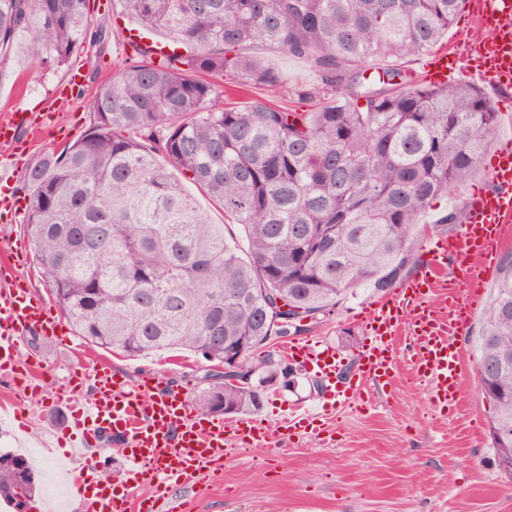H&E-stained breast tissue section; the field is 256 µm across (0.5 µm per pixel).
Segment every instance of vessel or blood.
Wrapping results in <instances>:
<instances>
[{"mask_svg": "<svg viewBox=\"0 0 512 512\" xmlns=\"http://www.w3.org/2000/svg\"><path fill=\"white\" fill-rule=\"evenodd\" d=\"M473 17L489 26L483 38L469 35L456 49L429 54L434 82L470 74L503 102L512 101V0H470ZM52 112H14L0 120V145H18L22 132L49 128ZM489 188L475 191L464 220L440 237L418 274L402 281L384 299L366 304L360 323L365 342L351 378H341L342 362L321 343L292 344L288 357L326 383L337 402L362 395L365 383H391L399 353H406L416 375L431 384L440 407L456 406L462 395L465 361L459 335L467 325L490 264L498 255L506 224L512 223V143L491 154ZM9 257L0 258V373L22 378L24 394L40 393L45 369L20 359V341L30 331L54 335L57 322L44 302L11 278ZM86 394L83 404L73 398ZM63 412V430L72 450L91 449L106 434L120 442L128 466L121 481L103 478L84 465L72 489L83 512H181L173 491L223 470L232 449L267 445L273 435L325 432L332 410L295 411L267 424L239 416L226 419L201 413L187 393L159 386L156 377L139 382L104 365L72 370L67 386L52 400Z\"/></svg>", "mask_w": 512, "mask_h": 512, "instance_id": "obj_1", "label": "vessel or blood"}]
</instances>
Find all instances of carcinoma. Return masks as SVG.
<instances>
[{
	"label": "carcinoma",
	"instance_id": "obj_1",
	"mask_svg": "<svg viewBox=\"0 0 512 512\" xmlns=\"http://www.w3.org/2000/svg\"><path fill=\"white\" fill-rule=\"evenodd\" d=\"M86 2L0 0V63L21 37L47 67L67 64L90 33L105 40ZM117 2L170 50L131 42L139 60L99 86L88 133L26 173L25 230L79 336L133 358L200 355L212 368L195 408L249 414L279 368L258 351L362 285L394 287L419 218L494 144L498 112L479 87L388 63L436 47L466 0ZM252 42L310 64L322 86L298 98L319 97L316 111L224 105L221 87L282 92L263 58L241 53ZM198 192L224 223H210ZM243 339L246 371L224 373V350ZM476 344L492 447L512 455L511 260ZM15 459L0 454V496L19 509L33 480Z\"/></svg>",
	"mask_w": 512,
	"mask_h": 512
}]
</instances>
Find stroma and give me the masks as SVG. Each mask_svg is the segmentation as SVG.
Listing matches in <instances>:
<instances>
[{
	"mask_svg": "<svg viewBox=\"0 0 512 512\" xmlns=\"http://www.w3.org/2000/svg\"><path fill=\"white\" fill-rule=\"evenodd\" d=\"M89 13L109 32L105 49L88 43L68 65L47 68L39 65L30 46L20 41L0 64V115L51 101L73 68H82L86 75L81 93L56 113L52 130L26 142L17 161L0 157V177L14 178L16 185H23L25 173L53 149L87 134L88 102L98 86L136 59L128 43L126 21H114L112 11L99 8L97 0H90ZM253 50L265 56L285 81L286 89L274 97V104L297 105L304 110L315 107V100L297 98L298 91H310L320 84L318 74L305 60L266 44L254 45ZM488 183L487 169H479L469 184L432 202L403 277L417 273L429 245L447 234L441 216L453 208L463 209L472 189ZM24 224V216H0V250L23 254L16 274L35 299L47 303L51 296L36 271ZM376 296L371 288H358L330 313L307 322L296 342L318 341L345 358H354L364 341L357 315ZM483 313V308H476L459 337L470 367L459 411L444 412L435 406L429 384L413 378L407 360H400L394 387L366 388L361 400L336 407L335 421L322 437L277 436L269 446L229 457L222 475L196 482L184 491L188 512H512V475L496 462L487 435L489 405L476 371L479 352L475 338ZM22 358L49 368L42 391L34 399L25 397L11 378L0 375V406L11 413L10 435L0 440V445L10 453L42 437L50 445L49 452L32 465L36 491L25 512L42 508L55 485L54 470L67 461L60 441V420L50 404L65 386L71 367L102 362L134 382L141 375L153 374L191 397L202 388V375L210 367L209 362L188 353L129 358L86 344L72 328L59 338L36 332L25 336ZM329 400L324 386L304 370L291 385L267 390L256 417L273 422L297 404L315 409Z\"/></svg>",
	"mask_w": 512,
	"mask_h": 512,
	"instance_id": "35a3bbf8",
	"label": "stroma"
}]
</instances>
